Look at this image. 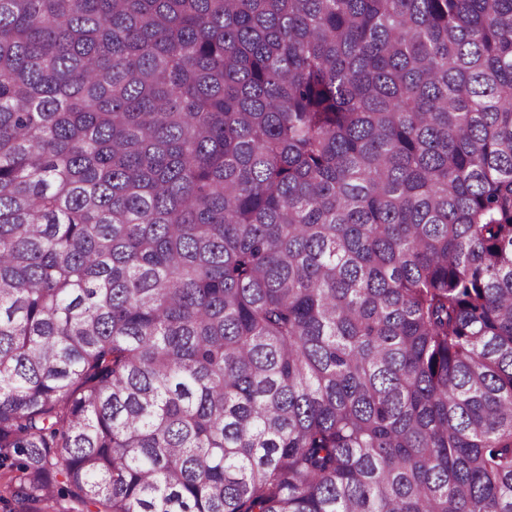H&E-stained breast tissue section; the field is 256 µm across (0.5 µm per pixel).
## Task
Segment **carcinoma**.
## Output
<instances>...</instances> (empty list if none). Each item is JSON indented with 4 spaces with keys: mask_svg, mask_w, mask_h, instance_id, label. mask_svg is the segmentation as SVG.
Returning <instances> with one entry per match:
<instances>
[{
    "mask_svg": "<svg viewBox=\"0 0 512 512\" xmlns=\"http://www.w3.org/2000/svg\"><path fill=\"white\" fill-rule=\"evenodd\" d=\"M2 470L512 512V0H0Z\"/></svg>",
    "mask_w": 512,
    "mask_h": 512,
    "instance_id": "1",
    "label": "carcinoma"
}]
</instances>
